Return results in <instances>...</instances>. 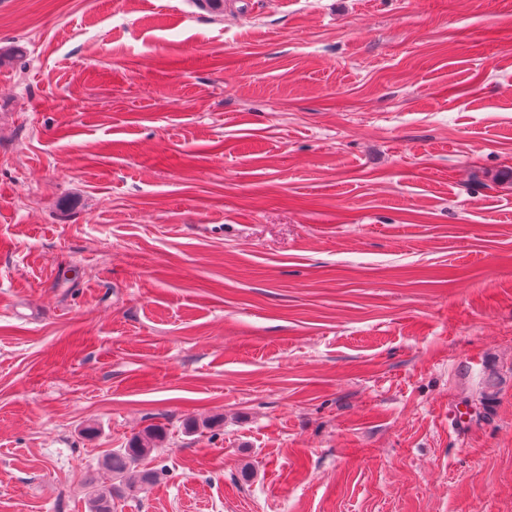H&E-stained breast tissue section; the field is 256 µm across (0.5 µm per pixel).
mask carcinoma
<instances>
[{
    "mask_svg": "<svg viewBox=\"0 0 512 512\" xmlns=\"http://www.w3.org/2000/svg\"><path fill=\"white\" fill-rule=\"evenodd\" d=\"M164 430L152 425L132 436L127 446L106 455L101 467L111 474L114 482L100 487L96 479H90L92 491L88 499V512H111L112 501L155 482L157 472L141 467V462L163 441Z\"/></svg>",
    "mask_w": 512,
    "mask_h": 512,
    "instance_id": "1",
    "label": "carcinoma"
}]
</instances>
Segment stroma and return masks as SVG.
<instances>
[{"mask_svg":"<svg viewBox=\"0 0 512 512\" xmlns=\"http://www.w3.org/2000/svg\"><path fill=\"white\" fill-rule=\"evenodd\" d=\"M150 425L114 512H512V0H0V512Z\"/></svg>","mask_w":512,"mask_h":512,"instance_id":"stroma-1","label":"stroma"}]
</instances>
